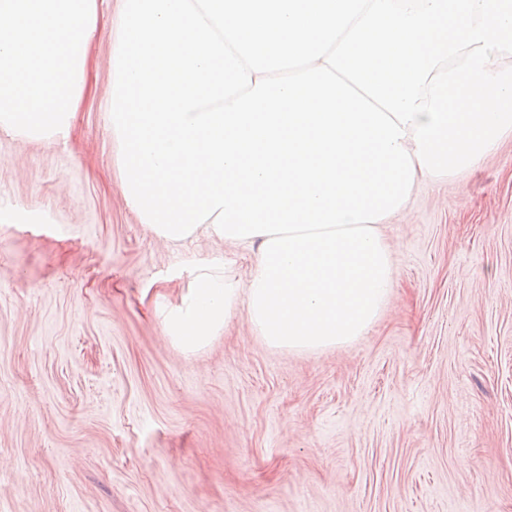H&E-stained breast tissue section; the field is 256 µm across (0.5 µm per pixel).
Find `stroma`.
Wrapping results in <instances>:
<instances>
[{"label": "stroma", "instance_id": "obj_1", "mask_svg": "<svg viewBox=\"0 0 512 512\" xmlns=\"http://www.w3.org/2000/svg\"><path fill=\"white\" fill-rule=\"evenodd\" d=\"M109 0L67 141L0 134V512H512V134L420 182L384 225L374 326L268 348L238 307L205 349L163 333L190 264L248 253L158 237L127 206L102 104Z\"/></svg>", "mask_w": 512, "mask_h": 512}]
</instances>
